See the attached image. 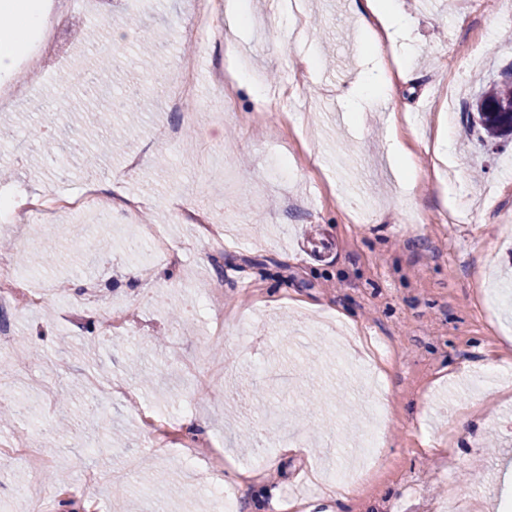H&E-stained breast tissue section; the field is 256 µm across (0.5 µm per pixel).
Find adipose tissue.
<instances>
[{"mask_svg":"<svg viewBox=\"0 0 512 512\" xmlns=\"http://www.w3.org/2000/svg\"><path fill=\"white\" fill-rule=\"evenodd\" d=\"M360 24L366 37H390L400 33L405 21L391 6V0H362ZM45 21L42 0H0V71L9 70L30 32ZM407 70L396 74L384 72L380 63H373L366 76L351 84L343 97L350 105L387 99L394 80L407 78Z\"/></svg>","mask_w":512,"mask_h":512,"instance_id":"ef3b65f1","label":"adipose tissue"}]
</instances>
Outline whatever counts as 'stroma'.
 Returning a JSON list of instances; mask_svg holds the SVG:
<instances>
[{"mask_svg":"<svg viewBox=\"0 0 512 512\" xmlns=\"http://www.w3.org/2000/svg\"><path fill=\"white\" fill-rule=\"evenodd\" d=\"M44 9L53 56L30 38L16 64L45 74L0 124V193L77 192L85 181L143 201L137 222L118 213H53L0 226V255L48 289L41 307L6 319L21 348L0 352L27 417L0 421V448L52 437L34 479L22 461L0 482V512H34L16 487L53 494L55 512H222L204 496L205 459L151 447L142 414L168 426L200 419L233 468L262 473L236 512H442L449 492L497 512L512 499V142L464 135L472 105L512 75V0H393L408 25L391 60L411 70L392 99L350 117L342 96L368 67L357 0H215L225 40L267 88L216 86L224 42L186 34L189 0H82L68 15ZM139 15L123 23L126 10ZM160 41L159 65L206 63L194 96L171 111L168 86L126 63ZM116 63L108 93L84 91L99 57ZM116 97L138 120L121 154L86 169L28 137L89 148L84 114ZM181 137L162 139L165 127ZM423 171L409 184L394 155ZM198 209L237 239L209 260L181 214ZM157 228L177 253L133 254L130 237ZM56 240L38 270L22 266ZM224 311V339L207 337ZM183 310L185 320L172 318ZM117 332L96 334L104 315ZM96 377L104 393L85 390ZM377 411L376 454L365 481L340 498L307 487L314 468L344 466ZM300 436L280 455L272 439Z\"/></svg>","mask_w":512,"mask_h":512,"instance_id":"stroma-1","label":"stroma"}]
</instances>
